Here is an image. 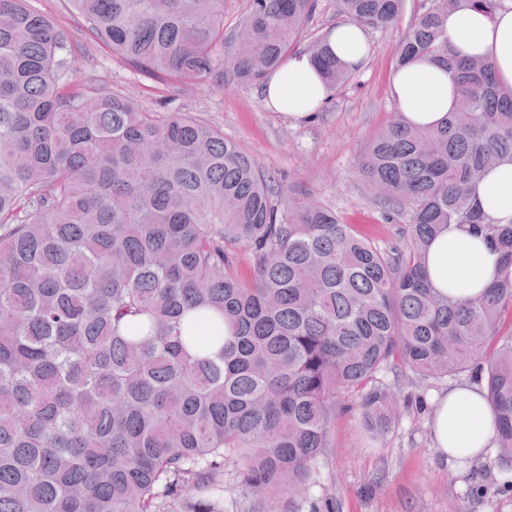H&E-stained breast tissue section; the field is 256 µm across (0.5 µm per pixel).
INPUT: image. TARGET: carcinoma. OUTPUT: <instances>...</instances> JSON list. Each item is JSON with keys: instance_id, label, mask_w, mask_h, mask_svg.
Returning a JSON list of instances; mask_svg holds the SVG:
<instances>
[{"instance_id": "cac0c4a2", "label": "carcinoma", "mask_w": 512, "mask_h": 512, "mask_svg": "<svg viewBox=\"0 0 512 512\" xmlns=\"http://www.w3.org/2000/svg\"><path fill=\"white\" fill-rule=\"evenodd\" d=\"M71 2L90 45L164 82L259 86L296 52L331 92L354 74L325 35L301 42L317 0H249L229 36L224 0ZM463 2L491 14L502 0H430L397 49L399 66L448 70L456 110L431 129L397 117L358 162L385 218L408 215L403 248L383 251L306 192L278 210L210 124L65 82L66 31L0 0V512H218L229 463L264 505L309 480L342 394L376 437L399 422L386 372L476 380L512 464V275L457 298L423 271L452 224L512 268V220H488L475 195L512 163V87L453 54ZM337 8L367 31L406 0Z\"/></svg>"}]
</instances>
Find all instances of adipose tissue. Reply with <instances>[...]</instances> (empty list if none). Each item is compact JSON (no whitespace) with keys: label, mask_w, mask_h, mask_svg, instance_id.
<instances>
[{"label":"adipose tissue","mask_w":512,"mask_h":512,"mask_svg":"<svg viewBox=\"0 0 512 512\" xmlns=\"http://www.w3.org/2000/svg\"><path fill=\"white\" fill-rule=\"evenodd\" d=\"M450 46L461 58L481 57L491 62L500 83L512 86V9L494 15L461 7L449 12ZM328 49L352 67L363 66L369 46L364 30L341 21L328 30ZM392 94L402 116L411 124L432 127L454 111L457 100L446 70L427 58L400 66L392 76ZM318 69L304 53L287 57L265 87L264 103L294 118L311 117L328 98ZM482 210L489 216L512 219V164L489 170L477 189ZM497 255L479 237L450 228L428 249L427 272L441 291L465 298L474 296L496 278ZM431 438L449 467L478 459L495 445L492 410L477 383L449 386L432 401Z\"/></svg>","instance_id":"obj_1"}]
</instances>
